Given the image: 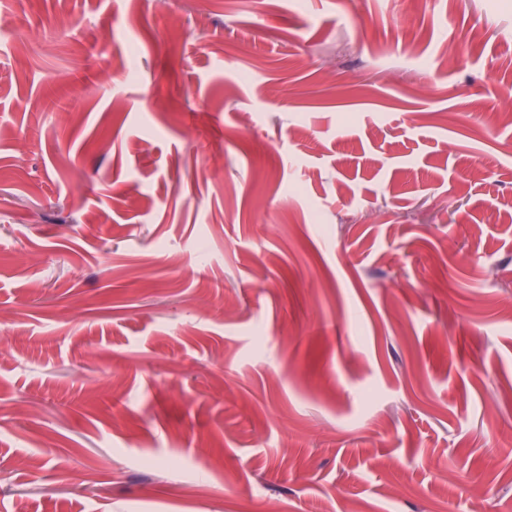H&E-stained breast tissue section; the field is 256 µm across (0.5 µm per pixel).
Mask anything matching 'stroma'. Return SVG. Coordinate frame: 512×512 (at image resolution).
Listing matches in <instances>:
<instances>
[{
    "label": "stroma",
    "mask_w": 512,
    "mask_h": 512,
    "mask_svg": "<svg viewBox=\"0 0 512 512\" xmlns=\"http://www.w3.org/2000/svg\"><path fill=\"white\" fill-rule=\"evenodd\" d=\"M508 87L512 0H0V512H512Z\"/></svg>",
    "instance_id": "stroma-1"
}]
</instances>
